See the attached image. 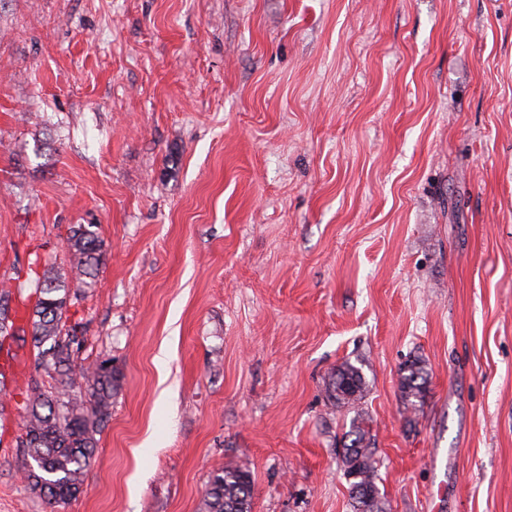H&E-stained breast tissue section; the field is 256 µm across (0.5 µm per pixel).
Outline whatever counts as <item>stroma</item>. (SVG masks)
I'll use <instances>...</instances> for the list:
<instances>
[{"label": "stroma", "instance_id": "35a3bbf8", "mask_svg": "<svg viewBox=\"0 0 512 512\" xmlns=\"http://www.w3.org/2000/svg\"><path fill=\"white\" fill-rule=\"evenodd\" d=\"M77 224L73 360L121 387L49 506L15 440L51 380L0 343V512H202L227 463L251 512H356L358 415L384 512H512V0H0L10 315ZM400 391L405 408L419 411L428 387V372L421 359L405 363L400 368ZM326 389L339 404L354 406L363 399L366 389L362 368L349 361L342 363L336 368Z\"/></svg>", "mask_w": 512, "mask_h": 512}]
</instances>
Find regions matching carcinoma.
<instances>
[{
    "label": "carcinoma",
    "mask_w": 512,
    "mask_h": 512,
    "mask_svg": "<svg viewBox=\"0 0 512 512\" xmlns=\"http://www.w3.org/2000/svg\"><path fill=\"white\" fill-rule=\"evenodd\" d=\"M69 272L43 270L35 282L39 293L27 319L34 346L35 368L54 381L24 408L25 425L16 445L22 449L29 488L48 505L74 499L82 491L87 467L97 448L96 435L109 418L112 397L120 387L115 369L94 363L79 370L72 358L73 337L65 329L71 297L90 287L103 256L97 234L80 224L70 228L67 239ZM10 290H0V337H14L19 329L8 316ZM428 372L420 359L400 368V391L405 408L422 406ZM362 368L349 361L336 368L327 385L336 402L353 406L364 397ZM343 448L344 472L353 476L350 493L357 512H383L377 485L378 464L370 432L355 418ZM252 478L248 470L226 465L209 481L204 512H251Z\"/></svg>",
    "instance_id": "obj_1"
}]
</instances>
